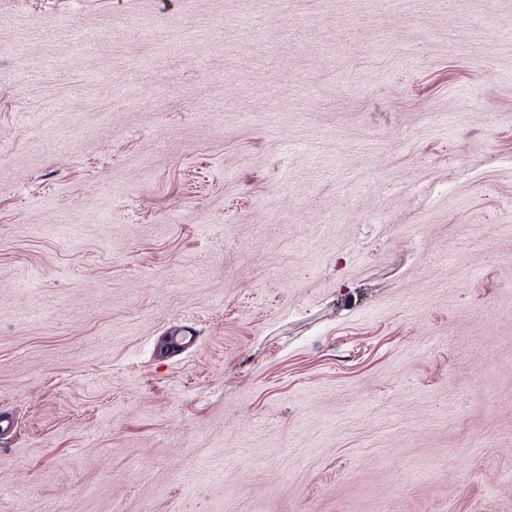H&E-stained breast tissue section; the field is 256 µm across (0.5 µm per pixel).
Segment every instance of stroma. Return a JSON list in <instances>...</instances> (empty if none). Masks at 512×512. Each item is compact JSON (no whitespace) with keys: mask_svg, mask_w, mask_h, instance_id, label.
<instances>
[{"mask_svg":"<svg viewBox=\"0 0 512 512\" xmlns=\"http://www.w3.org/2000/svg\"><path fill=\"white\" fill-rule=\"evenodd\" d=\"M0 415V512H512V0H0Z\"/></svg>","mask_w":512,"mask_h":512,"instance_id":"1","label":"stroma"}]
</instances>
